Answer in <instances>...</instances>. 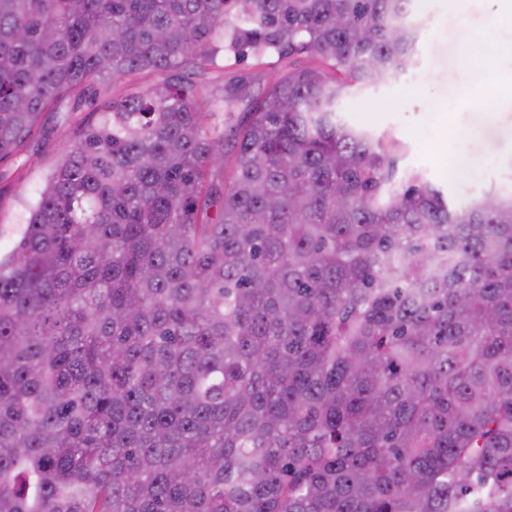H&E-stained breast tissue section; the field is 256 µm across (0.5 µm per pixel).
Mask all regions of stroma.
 <instances>
[{"mask_svg":"<svg viewBox=\"0 0 512 512\" xmlns=\"http://www.w3.org/2000/svg\"><path fill=\"white\" fill-rule=\"evenodd\" d=\"M498 0H418L416 66L339 102L351 125L397 143L399 169L421 171L451 202L512 191V14ZM43 135L21 159L0 160V255L14 248L27 205L81 130L66 113H43ZM467 173L453 177L454 162Z\"/></svg>","mask_w":512,"mask_h":512,"instance_id":"stroma-1","label":"stroma"}]
</instances>
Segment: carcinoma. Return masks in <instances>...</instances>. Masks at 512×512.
Here are the masks:
<instances>
[{"label": "carcinoma", "mask_w": 512, "mask_h": 512, "mask_svg": "<svg viewBox=\"0 0 512 512\" xmlns=\"http://www.w3.org/2000/svg\"><path fill=\"white\" fill-rule=\"evenodd\" d=\"M415 8L0 0V159L96 114L0 259V512H512V193L336 111ZM284 66L288 67V58L282 62H278L276 57L269 58L259 65L251 58L239 64L234 63V60L224 61L219 58L217 70L219 73L224 71V80L240 75L249 77L254 94H264L269 87L268 77L271 71Z\"/></svg>", "instance_id": "obj_1"}]
</instances>
